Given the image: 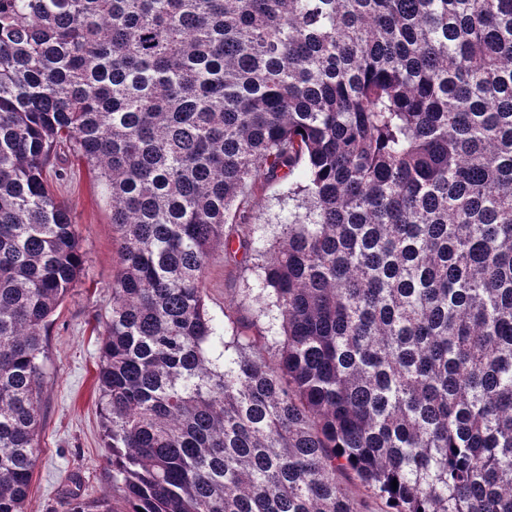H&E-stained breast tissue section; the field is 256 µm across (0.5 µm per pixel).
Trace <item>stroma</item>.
Masks as SVG:
<instances>
[{
	"label": "stroma",
	"instance_id": "obj_1",
	"mask_svg": "<svg viewBox=\"0 0 512 512\" xmlns=\"http://www.w3.org/2000/svg\"><path fill=\"white\" fill-rule=\"evenodd\" d=\"M68 180L57 195L71 210L85 257L83 272L57 308L46 331L41 381L40 453L32 471L25 512H70L73 499L111 502L114 512L127 505L112 483V451L103 428L97 383L100 337L112 307V280L119 270L111 211L85 164L68 157ZM293 181L281 178L245 198L258 233L273 240L278 224L302 198ZM252 262L212 259L203 288L209 316L219 331L233 321L277 328L276 309L259 312Z\"/></svg>",
	"mask_w": 512,
	"mask_h": 512
}]
</instances>
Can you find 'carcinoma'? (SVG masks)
I'll list each match as a JSON object with an SVG mask.
<instances>
[{
  "label": "carcinoma",
  "instance_id": "1",
  "mask_svg": "<svg viewBox=\"0 0 512 512\" xmlns=\"http://www.w3.org/2000/svg\"><path fill=\"white\" fill-rule=\"evenodd\" d=\"M61 149L119 246L127 512H358L343 474L390 512H512V0H0V512L83 271ZM283 170L305 204L274 242L225 231ZM218 249L260 257L280 335H217Z\"/></svg>",
  "mask_w": 512,
  "mask_h": 512
}]
</instances>
